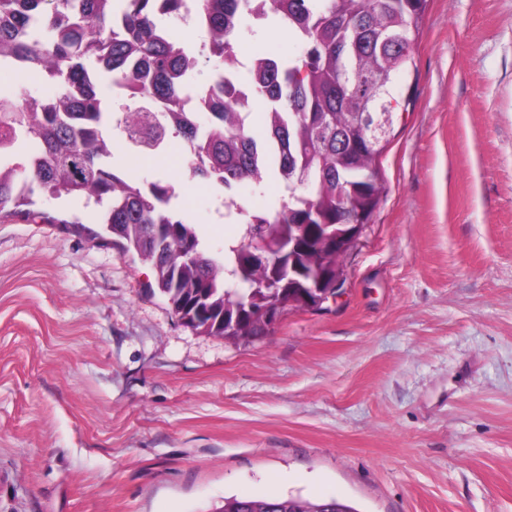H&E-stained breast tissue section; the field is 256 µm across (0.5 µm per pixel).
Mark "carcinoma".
Masks as SVG:
<instances>
[{"label":"carcinoma","mask_w":512,"mask_h":512,"mask_svg":"<svg viewBox=\"0 0 512 512\" xmlns=\"http://www.w3.org/2000/svg\"><path fill=\"white\" fill-rule=\"evenodd\" d=\"M185 0H0V67L57 84L50 97L0 96V218L26 212L35 197L82 199L101 209L103 229L124 252L150 263L158 290L183 325L240 341L267 334L289 305L315 309L328 298L293 283L292 266L316 267L336 282L341 257L325 237L344 224H368L385 187L377 160L389 137L373 121L400 111L397 85L413 66L428 0H264L261 17L299 42L301 53L269 58L251 76L263 131L248 123L223 72L203 91L209 124L176 110L189 103L186 75L198 66L157 15H178ZM251 0H203V49L235 64L237 20ZM104 84L124 88L119 111H106ZM124 145L157 151L172 137L193 148L191 175L227 191L240 240L212 255L172 207L168 180L142 183L114 169L113 127ZM275 174L285 191L270 209L237 201L242 182ZM267 241L268 268L257 289L239 267ZM213 512H359L335 498L300 494L224 498Z\"/></svg>","instance_id":"1"}]
</instances>
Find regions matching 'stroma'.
I'll return each instance as SVG.
<instances>
[{
    "label": "stroma",
    "mask_w": 512,
    "mask_h": 512,
    "mask_svg": "<svg viewBox=\"0 0 512 512\" xmlns=\"http://www.w3.org/2000/svg\"><path fill=\"white\" fill-rule=\"evenodd\" d=\"M298 56L241 15L234 51ZM341 294L263 339L185 327L95 208L0 219V512H211L299 493L358 512H512V0H430ZM192 183L184 145L117 147Z\"/></svg>",
    "instance_id": "obj_1"
}]
</instances>
